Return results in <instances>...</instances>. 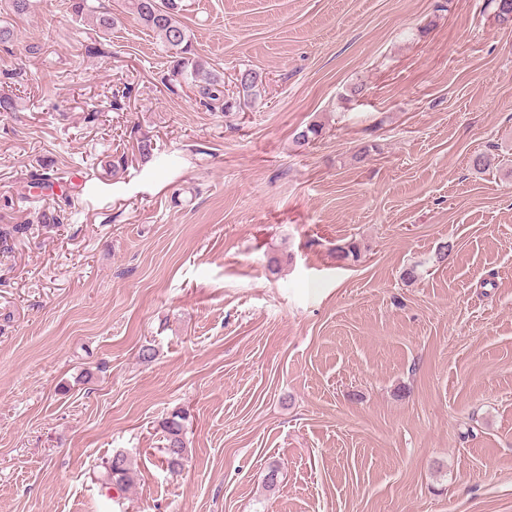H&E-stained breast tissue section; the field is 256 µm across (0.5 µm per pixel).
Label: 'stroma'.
<instances>
[{
	"mask_svg": "<svg viewBox=\"0 0 512 512\" xmlns=\"http://www.w3.org/2000/svg\"><path fill=\"white\" fill-rule=\"evenodd\" d=\"M101 2L109 35L62 0H0V228L27 227L0 242V512H512V24L494 0H182L226 90L263 76L226 113L166 78L129 0ZM44 167L65 184L33 208ZM117 452L122 492L101 466ZM183 421H185V416L174 413L171 418H167L162 423L165 433L163 437L165 444L162 447L164 462L167 468L172 472L181 468L187 453ZM103 468L106 471L108 479L120 491L127 489L133 482L132 468L128 457L123 453H116L111 458L105 460Z\"/></svg>",
	"mask_w": 512,
	"mask_h": 512,
	"instance_id": "35a3bbf8",
	"label": "stroma"
}]
</instances>
